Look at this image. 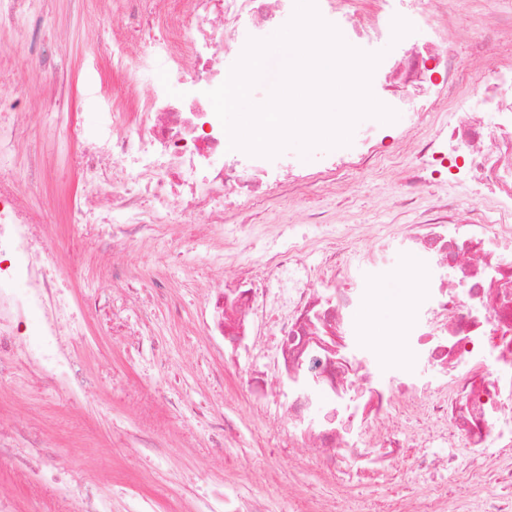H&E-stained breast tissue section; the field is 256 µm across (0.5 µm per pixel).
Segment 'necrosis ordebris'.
Wrapping results in <instances>:
<instances>
[{"label":"necrosis or debris","mask_w":512,"mask_h":512,"mask_svg":"<svg viewBox=\"0 0 512 512\" xmlns=\"http://www.w3.org/2000/svg\"><path fill=\"white\" fill-rule=\"evenodd\" d=\"M127 30L105 48L113 70L134 78L155 61L164 64L137 114L112 105L95 139H87L68 110L64 77L45 45V20L28 19L27 0H0V28L26 21L19 38L26 62L41 70L54 93L47 100L81 187L70 214L73 229L98 239L110 258L111 281L124 298L98 288L88 311L120 315L139 309L176 311L162 289L133 286L127 274L130 244H154L174 215L191 220L190 247L238 240L242 225L228 223L227 198L252 210L286 191L273 159L225 146L227 134L208 90L224 81L251 34L279 22L283 0H123ZM455 36L410 48L383 73L391 92L419 85L431 96L415 115L423 123L460 81L450 63ZM474 104H462L446 136L398 138L417 165L407 183L413 198L441 169L462 167L486 188L505 192L497 215L476 212L460 226L456 210L435 201L401 241L419 258L421 291L405 305L407 347L414 360L433 364L440 382L423 383L389 345L362 342L358 318L375 291L357 288L334 249L336 227H324L327 245L309 265L308 242L288 239L267 254L260 270L243 264L223 286L203 296L209 335L226 356L241 349L268 355L245 398L259 405L287 391V448L297 461L288 490L305 512H340V504L373 467L408 466L426 476L428 490L401 492L363 512H512V60L478 59ZM496 113L488 125L486 113ZM42 165L31 158L19 173H0V385L17 367L41 383L66 382L90 391L67 339L82 335L80 321L63 327L70 302L60 295L71 277L53 260L55 244L42 239L45 213L30 203ZM335 283L332 294L314 279ZM23 472L35 486L57 470L54 454L37 437L0 433V470ZM319 470L334 496L310 490L302 478ZM456 489H449V482ZM186 512H268L247 493L220 492L193 499Z\"/></svg>","instance_id":"obj_1"}]
</instances>
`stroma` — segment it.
<instances>
[{
  "instance_id": "obj_1",
  "label": "stroma",
  "mask_w": 512,
  "mask_h": 512,
  "mask_svg": "<svg viewBox=\"0 0 512 512\" xmlns=\"http://www.w3.org/2000/svg\"><path fill=\"white\" fill-rule=\"evenodd\" d=\"M38 12L53 19L51 38L56 55L67 75L65 95L69 109L84 125L86 135H95L106 98L125 86L122 77L113 75L101 58V45L108 41L110 27H121V15L111 0H30ZM346 12L373 16L380 25L370 40L351 37V44L366 52L388 46L385 27L393 17L419 20L416 38L454 32L457 53L454 65L459 74L474 67L480 49H494L499 34L489 27L492 19H512V0H454L447 16L420 10L416 0H347ZM0 48L7 50L16 66V78L0 82V108L11 107L12 86L21 82L28 90L23 111L40 112L51 90L38 70L25 67V47L15 31L0 30ZM41 154L45 176L33 190L36 201L48 211L45 234L63 241L58 264L71 267L72 277L65 290L72 305L84 307L88 283L104 284L108 263L95 240L80 237L66 222V213L78 194L80 176L62 151L59 133L53 123L33 125L30 136L0 169L22 166L32 154ZM414 163L413 154L401 143L387 140L381 153L366 166L353 165L329 174L328 187L288 189L268 201L262 209L244 214L246 225L238 247L246 260L260 265L273 248L272 229L284 228L287 234L307 239L322 247V225L336 227V245L342 260L356 277L367 271L369 243L352 237L358 227L380 235L398 234L415 224L436 198L448 200L458 208L461 223H468L472 209L497 210L499 203L488 190L461 177H450L424 188L415 202L397 205L402 183ZM322 213L323 222L309 219L304 205ZM193 231L187 218L166 225L164 241L152 247L129 249V277L133 283L151 285L160 281L164 291L182 304L179 315L167 310L155 312L149 323H139L136 308H129L130 322L141 332L140 355L128 356L120 337L107 331L99 317L88 314L82 322L84 334L74 350L84 374L101 379L94 394L95 407L85 398L74 396L68 385L50 391L32 384L26 371H16L13 382L0 387V420L17 424L40 436L43 445L55 454L62 469L96 478L99 491L111 499L118 512L131 487H138L157 512L169 504L164 472H171L186 485L188 494L204 491L213 481H223L225 469L236 470L253 495L272 512H297V503L288 492V458L277 442L286 439L288 420L282 415L284 398L269 400L266 417H258L248 405H241L239 418L243 437L259 434L269 439L264 448H241L233 457L218 449L200 447L197 435L201 425L186 412L157 408L145 417L141 399L151 383H158L182 403L197 407H219L225 394H245L258 359L239 353L225 360L219 342L208 336L201 315V291L221 282L222 276L194 251L180 252L176 246ZM119 375L126 381L124 390H112L107 380ZM158 433L164 438L161 448L129 447L130 433ZM10 489L19 512H56L61 503L55 488L44 487L32 493L19 473L0 471V487Z\"/></svg>"
}]
</instances>
